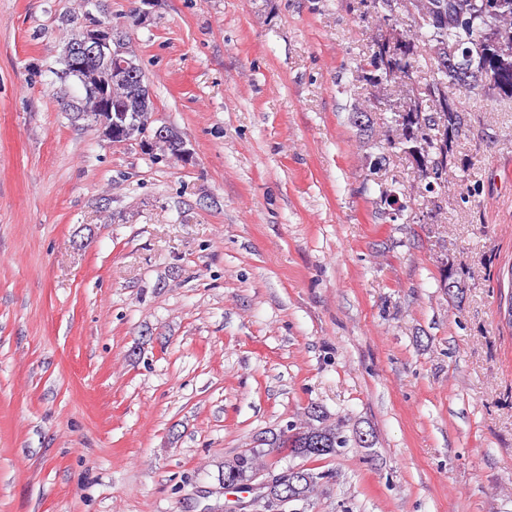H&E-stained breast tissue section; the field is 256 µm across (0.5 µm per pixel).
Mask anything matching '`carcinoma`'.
Masks as SVG:
<instances>
[{"mask_svg": "<svg viewBox=\"0 0 512 512\" xmlns=\"http://www.w3.org/2000/svg\"><path fill=\"white\" fill-rule=\"evenodd\" d=\"M382 22L399 30L406 39L403 50L394 52L385 44L370 41L356 60V81L367 86L368 96L352 107L351 120L365 137V144L378 151L383 164L387 154L400 153L416 164L421 184L419 196L426 202L440 196L448 184V171L455 165L454 141L464 125L453 92L483 94L512 100V0H360ZM454 55H448L449 49ZM112 82L107 71L90 68L80 80L85 85ZM389 87L406 89V101H382L380 93ZM387 112L383 124L389 129L384 139H375L374 125L358 119L371 109ZM141 112L128 113L116 135L135 138ZM287 430L295 431L293 446H287L284 431L258 438V448L241 453L224 463V490L253 495L251 502L263 501L266 512H300L292 505L310 504L316 487L333 478L326 471L293 463L295 459L317 462L334 457L353 447L346 425L328 422L322 406H307L305 420L290 421ZM269 448L277 461L291 460L287 470H298L299 478L288 490L291 500L279 499L278 488L260 496L256 488L260 447Z\"/></svg>", "mask_w": 512, "mask_h": 512, "instance_id": "obj_1", "label": "carcinoma"}]
</instances>
